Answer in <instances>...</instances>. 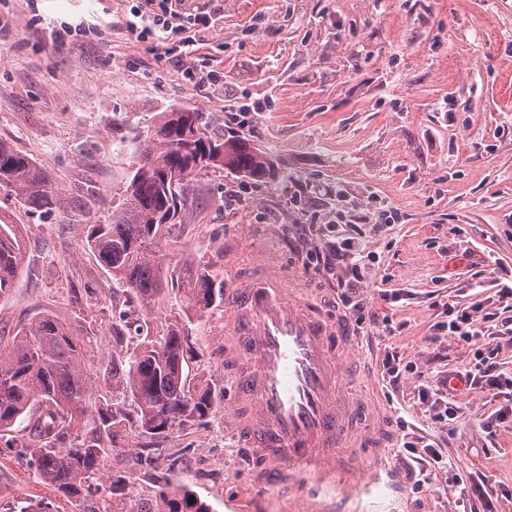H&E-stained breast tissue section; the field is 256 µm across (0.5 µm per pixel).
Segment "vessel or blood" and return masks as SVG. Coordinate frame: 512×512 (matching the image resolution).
Returning a JSON list of instances; mask_svg holds the SVG:
<instances>
[{
    "label": "vessel or blood",
    "instance_id": "b4317fda",
    "mask_svg": "<svg viewBox=\"0 0 512 512\" xmlns=\"http://www.w3.org/2000/svg\"><path fill=\"white\" fill-rule=\"evenodd\" d=\"M238 314L233 395L249 398L255 419L232 430L245 446L259 485L278 484L298 494L290 512H406L395 493L399 479L382 463L386 447L373 438L366 462L341 466L336 450L350 430L340 404L339 360L359 349L355 330L334 299L314 304L285 292L281 279L261 268L224 295Z\"/></svg>",
    "mask_w": 512,
    "mask_h": 512
}]
</instances>
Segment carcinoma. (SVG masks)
Segmentation results:
<instances>
[{"mask_svg": "<svg viewBox=\"0 0 512 512\" xmlns=\"http://www.w3.org/2000/svg\"><path fill=\"white\" fill-rule=\"evenodd\" d=\"M134 170L118 209L91 224L85 247L95 253L112 278L124 285L125 310L112 315V345L130 332L139 343L118 362L99 368L111 389L92 401L85 354L87 332L42 314L24 324L7 342L0 340V444L34 469L76 512H211L189 488L166 472L153 473V499L133 495V474L109 463L126 433L141 439L137 461L153 466L156 443L175 429L202 425L216 412L207 388L193 384L189 362L198 357L192 337L170 328L152 336L148 323L162 291L163 268L155 247L172 235L193 206L194 182L201 175L238 173L256 182L276 177V166L262 150L240 136L215 131L211 116L187 107L159 113L151 130L134 142ZM0 190L35 214L57 208L44 167L0 142ZM30 266L20 226L0 216V299ZM188 306L200 314L224 305V279L207 266L191 270L181 282ZM141 311L140 324L127 309ZM97 499L105 507H89ZM114 502L116 509L106 507Z\"/></svg>", "mask_w": 512, "mask_h": 512, "instance_id": "carcinoma-1", "label": "carcinoma"}]
</instances>
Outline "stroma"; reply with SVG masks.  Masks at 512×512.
Here are the masks:
<instances>
[{"mask_svg":"<svg viewBox=\"0 0 512 512\" xmlns=\"http://www.w3.org/2000/svg\"><path fill=\"white\" fill-rule=\"evenodd\" d=\"M138 0H0V141L50 174L59 208L30 214L0 192V213L22 228L39 274L21 273L0 301V338L15 336L40 312L84 326L95 336L90 374L121 356L109 334L112 276L84 246L87 224L117 206L132 168L126 128L143 132L175 105L196 107L227 122L225 105H262L243 137L276 163L277 178L256 183L244 205L224 204L240 183L235 173L198 179L199 204L156 251L163 268L184 272L214 263L224 285L275 249L290 287L335 290V276L309 264L334 212L337 188L364 213L377 201L396 208L399 223L364 225L375 253V279L361 295L380 307L379 289L399 295L396 328H366L382 373L387 352L413 369L384 385L372 405L392 446L384 457L399 470L410 512H463L470 473L487 478L493 512H512V415L495 429L501 399L494 389L458 385L455 428L440 422L418 391L440 386L468 368L485 337L429 344L445 301H483L498 311L496 279L512 268V0H183L196 14L197 52L190 63L162 55L154 40L131 34L126 21ZM74 28L70 41L51 29ZM211 71L216 82L187 79ZM303 194L304 209L290 199ZM484 263L474 277L471 260ZM151 329L188 326L198 356L192 374L223 388L229 317L189 314L178 288L156 303ZM407 430H400L396 417ZM232 402L202 426L173 430L156 471L170 470L213 512H284L269 486L249 483L242 450L229 432ZM424 438L452 457V469L420 466L395 454L403 435ZM182 463L170 468L172 454ZM51 500L53 489L9 451L0 452V512L24 501Z\"/></svg>","mask_w":512,"mask_h":512,"instance_id":"1","label":"stroma"}]
</instances>
